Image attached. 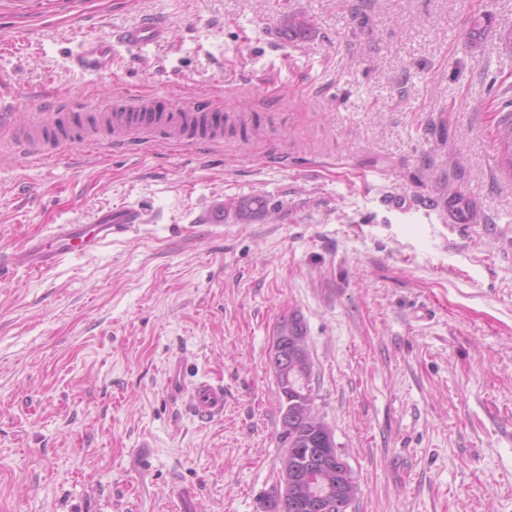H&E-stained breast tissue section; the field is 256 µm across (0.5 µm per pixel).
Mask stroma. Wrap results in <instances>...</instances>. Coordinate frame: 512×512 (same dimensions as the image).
Segmentation results:
<instances>
[{"mask_svg": "<svg viewBox=\"0 0 512 512\" xmlns=\"http://www.w3.org/2000/svg\"><path fill=\"white\" fill-rule=\"evenodd\" d=\"M146 19L167 41L113 43L108 75L68 60ZM504 26L512 0H0V105L18 117L134 92L261 120L206 148L0 152V250L101 206L143 218L0 278V512H177L176 486L192 512H263L284 453L269 355L292 314L358 486L348 512H512ZM257 195L268 215L239 216ZM177 360L187 385L223 383V416L168 391ZM497 135L503 147L502 162L512 173V110L500 117Z\"/></svg>", "mask_w": 512, "mask_h": 512, "instance_id": "obj_1", "label": "stroma"}]
</instances>
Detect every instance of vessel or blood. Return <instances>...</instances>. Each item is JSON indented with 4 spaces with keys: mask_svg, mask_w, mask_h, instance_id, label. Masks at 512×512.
<instances>
[{
    "mask_svg": "<svg viewBox=\"0 0 512 512\" xmlns=\"http://www.w3.org/2000/svg\"><path fill=\"white\" fill-rule=\"evenodd\" d=\"M165 32L156 23L144 22L124 29L118 37H91L80 42L70 55L86 72L102 74L112 68V43L130 48L160 42ZM57 122L25 120L15 122L11 113L0 114V128L10 131L12 155L28 159L51 153L73 141L89 148L107 144L113 148L148 146L159 141L221 142L224 114L221 109L202 106L191 110L183 105L161 102L155 97L121 96L109 109L95 111L93 105L69 102L59 107ZM139 210L130 207L98 209L88 222L54 224L41 235L30 238L21 248L0 251V275L12 268L32 273L53 270L65 261L108 247L141 223ZM168 389L187 395L194 415L201 420L224 412V387L203 379L192 391H185L181 367H173Z\"/></svg>",
    "mask_w": 512,
    "mask_h": 512,
    "instance_id": "b4317fda",
    "label": "vessel or blood"
}]
</instances>
